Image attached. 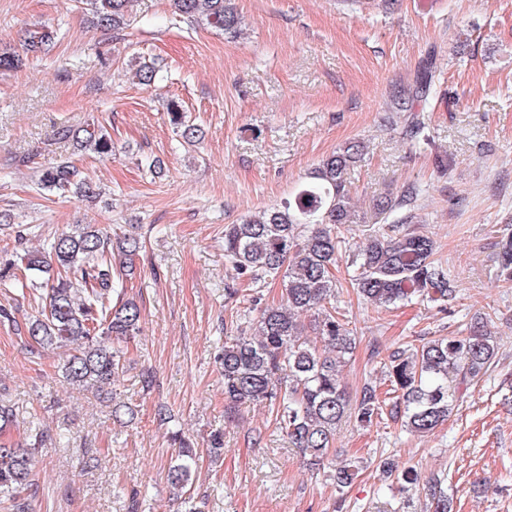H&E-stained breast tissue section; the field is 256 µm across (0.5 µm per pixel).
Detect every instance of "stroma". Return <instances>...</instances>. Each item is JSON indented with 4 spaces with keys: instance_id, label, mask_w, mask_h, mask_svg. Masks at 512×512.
<instances>
[{
    "instance_id": "stroma-1",
    "label": "stroma",
    "mask_w": 512,
    "mask_h": 512,
    "mask_svg": "<svg viewBox=\"0 0 512 512\" xmlns=\"http://www.w3.org/2000/svg\"><path fill=\"white\" fill-rule=\"evenodd\" d=\"M246 30L234 41L178 20L174 0H131L124 28H97L80 0H0V43L20 48L30 30L56 32L55 48L0 74V211L33 228L25 240L0 228V255L39 247L72 224H100L142 237L126 285L141 307L142 331L124 343L125 371L112 398L73 387L63 350L34 352L24 331L40 300L0 287L14 322H0V402L15 419L0 431L17 442L43 430L30 490L33 512H184L168 481L173 449L155 418L208 445L224 435L218 461L201 456L195 496L204 512H426L427 482L439 477L452 512H512V283L497 277L504 231L512 232V0H235ZM441 73L419 118L425 144L407 133L390 92L408 83L428 52ZM161 59L168 79L139 85L132 57ZM180 98L202 131L181 145L167 116ZM105 126L114 156L76 155L56 135L64 126ZM365 142L348 180L362 223L372 204L409 186L419 194L413 225L432 236L456 280L446 312L430 304L374 309L338 265L336 309L356 348L343 369L350 400L374 380L382 358L407 344L466 334L485 318L498 353L447 422L426 436L406 431L390 403L372 425L348 419L333 448L360 469L346 488L307 469L274 414L260 404L224 412L220 353L224 326L256 316L224 266V227L294 194L319 161ZM27 156L19 167L15 156ZM78 157L104 185L88 202L40 192L36 170ZM159 159L164 175L139 169ZM152 370L143 389L139 376ZM137 411L112 420V403ZM98 460L85 468L84 456ZM416 467L420 484L404 503L380 462Z\"/></svg>"
}]
</instances>
